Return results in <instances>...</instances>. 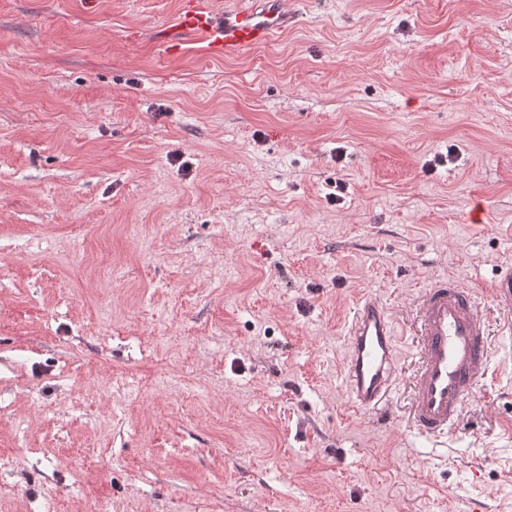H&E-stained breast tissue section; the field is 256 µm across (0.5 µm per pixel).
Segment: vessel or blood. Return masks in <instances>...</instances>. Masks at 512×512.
Segmentation results:
<instances>
[{"mask_svg": "<svg viewBox=\"0 0 512 512\" xmlns=\"http://www.w3.org/2000/svg\"><path fill=\"white\" fill-rule=\"evenodd\" d=\"M288 0H226L223 10L201 0H180L174 20L160 38L167 52L190 41L216 56L233 57L274 42L294 22ZM491 294L512 319V271L497 280ZM394 317L373 296L358 303L348 329L344 377L352 406L372 412L382 406L398 374ZM416 348L410 417L430 437L456 432L467 399L486 379L490 333L470 288L444 279L424 291L409 328Z\"/></svg>", "mask_w": 512, "mask_h": 512, "instance_id": "b4317fda", "label": "vessel or blood"}]
</instances>
